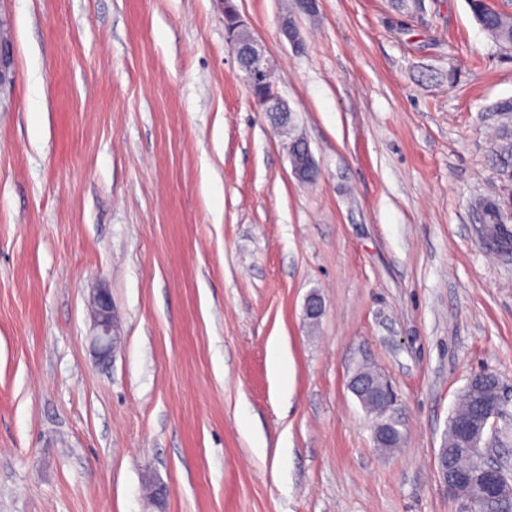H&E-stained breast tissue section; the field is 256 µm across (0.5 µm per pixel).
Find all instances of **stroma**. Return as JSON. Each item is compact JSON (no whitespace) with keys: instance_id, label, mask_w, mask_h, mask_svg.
Returning a JSON list of instances; mask_svg holds the SVG:
<instances>
[{"instance_id":"35a3bbf8","label":"stroma","mask_w":512,"mask_h":512,"mask_svg":"<svg viewBox=\"0 0 512 512\" xmlns=\"http://www.w3.org/2000/svg\"><path fill=\"white\" fill-rule=\"evenodd\" d=\"M232 3L314 184L239 74L223 0H0V512H155L149 479L165 512H459L437 455L482 371L512 471V224L473 208L512 195L490 162L512 49L466 0H319L299 49L284 0ZM361 365L398 394L394 451L349 387ZM277 128L281 129L283 133H285L288 137V142L284 144V148L287 151V154L291 156L294 160L292 163V170L295 177L303 182L308 183L311 180L315 179L314 175L318 173L319 175V167L311 155V151L309 145L304 142H299V144L303 145V149H299V144H290L293 141H296L300 135L296 132L292 123H288V125H275ZM317 175V178H318ZM315 179V181L317 180ZM94 326L97 334L93 347L99 359H107L112 352L115 336H112V296L107 288H97L92 296Z\"/></svg>"}]
</instances>
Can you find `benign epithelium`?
I'll return each instance as SVG.
<instances>
[{
    "label": "benign epithelium",
    "instance_id": "1",
    "mask_svg": "<svg viewBox=\"0 0 512 512\" xmlns=\"http://www.w3.org/2000/svg\"><path fill=\"white\" fill-rule=\"evenodd\" d=\"M231 0H224V26L227 39L234 48L236 59L243 78L251 82L258 80L262 90L255 98L257 106L265 115L275 120L291 118V108L281 96L276 82L273 63L267 55L265 46L251 31L248 22L230 5ZM280 35L293 47L301 46L299 30L293 16L285 14L279 22ZM13 49L10 41H0V88L12 82ZM287 154L294 160L292 170L295 177L308 183L319 172V167L311 155L308 144H286ZM94 326L97 334L93 339V347L98 358L105 360L112 352L115 337L112 336V296L108 289L98 288L92 296ZM483 377L490 380L496 394L483 404L478 416L470 419V426L480 434L483 441L495 432L497 421L503 417L505 398L499 378L493 373H485ZM351 387L356 394L364 399L382 400L392 406L396 397L392 387L386 382L371 385L363 380L360 373L351 379ZM488 473L484 480V488L500 500H512V479L508 478L502 466L494 456L488 457ZM439 473L448 487V494L456 496L464 502L465 512L470 510V498L464 496V489L470 482L469 475L456 467L448 466V461L438 459Z\"/></svg>",
    "mask_w": 512,
    "mask_h": 512
}]
</instances>
